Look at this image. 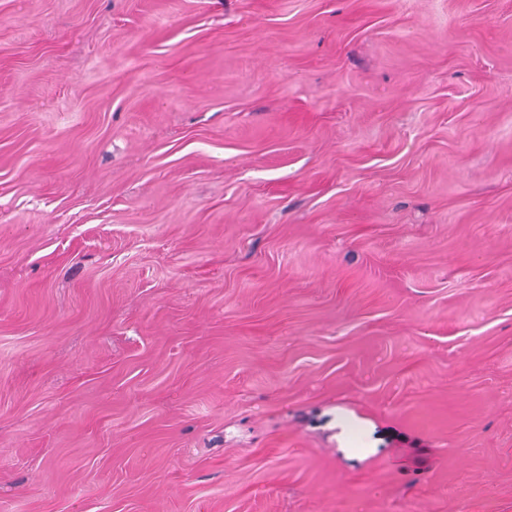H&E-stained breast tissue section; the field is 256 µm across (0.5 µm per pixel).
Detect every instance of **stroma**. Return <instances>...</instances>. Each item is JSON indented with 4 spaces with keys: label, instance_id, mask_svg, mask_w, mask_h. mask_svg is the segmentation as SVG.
I'll return each instance as SVG.
<instances>
[{
    "label": "stroma",
    "instance_id": "obj_1",
    "mask_svg": "<svg viewBox=\"0 0 512 512\" xmlns=\"http://www.w3.org/2000/svg\"><path fill=\"white\" fill-rule=\"evenodd\" d=\"M0 512H512V0H0Z\"/></svg>",
    "mask_w": 512,
    "mask_h": 512
}]
</instances>
